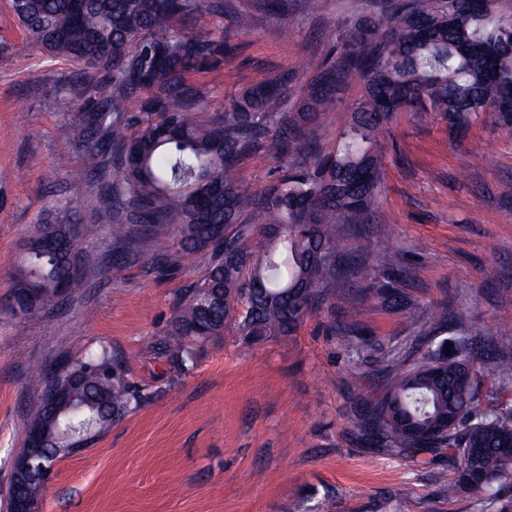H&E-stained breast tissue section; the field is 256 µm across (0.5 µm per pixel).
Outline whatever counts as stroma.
<instances>
[{
	"label": "stroma",
	"mask_w": 512,
	"mask_h": 512,
	"mask_svg": "<svg viewBox=\"0 0 512 512\" xmlns=\"http://www.w3.org/2000/svg\"><path fill=\"white\" fill-rule=\"evenodd\" d=\"M391 2L289 0L293 25L284 36L254 0L202 12L195 27L223 37L224 61L185 79L205 93L199 119L212 120L244 88L284 72L302 95L342 31L362 16L389 14ZM238 12L250 16L246 30L233 24ZM26 39L9 0H0V512L43 392L31 369L103 346L122 356L141 401L92 447L56 463L42 512H512L511 487L493 500L448 497L447 454L416 464L365 444L356 415L383 379L327 332L333 314L353 308L362 334L399 350L437 308L464 312L480 338L512 336V133L488 116L458 136L439 115L395 114L380 142L379 219L340 225L346 249L329 304L291 336L251 347L225 331L179 376L151 358V347L209 257L179 249L174 226L126 255L112 248L107 225H79L81 280L63 302L21 316L8 300L33 226L54 222L69 200L91 204L98 194L95 184L75 189L68 179L97 164L71 146L78 69L36 50L12 53ZM363 93L357 78L339 91L335 111L311 131L318 153L335 151ZM281 170L256 149L235 176L259 191ZM364 237L367 255L356 249ZM381 257L386 267L359 282L355 268ZM384 288L411 296L410 308L379 300Z\"/></svg>",
	"instance_id": "obj_1"
}]
</instances>
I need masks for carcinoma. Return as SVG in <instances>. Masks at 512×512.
<instances>
[{"label":"carcinoma","mask_w":512,"mask_h":512,"mask_svg":"<svg viewBox=\"0 0 512 512\" xmlns=\"http://www.w3.org/2000/svg\"><path fill=\"white\" fill-rule=\"evenodd\" d=\"M13 11L30 44L79 66L71 107L72 146L98 159V204L72 205L65 220L38 224L27 239L26 268L11 288L20 307L43 312L61 302L56 285L72 276L75 227L112 223V244L130 252L167 224L180 249L209 254L202 281L176 298L171 328L153 358L184 374L198 347L236 329L245 344L287 337L328 299L343 252L340 224H368L381 191L377 137L397 112H435L464 133L483 114L512 126V13L496 0H395L386 17L365 16L343 31L335 57L316 67L291 111L288 75L233 97L202 124L191 112L204 97L185 85L214 67L224 38L194 31L205 9L224 0H19ZM288 33V0H257ZM366 80L352 125L336 152L320 156L306 130L334 110L352 76ZM138 112L137 131L123 117ZM263 146L290 155L276 183L255 193L234 176L239 159ZM256 211L260 224L244 223ZM437 328L402 353L366 337L346 345L377 366L385 385L357 426L369 444L413 463L448 453V497L495 496L512 484V337L474 353L464 314H431ZM449 331L448 340H438ZM450 344L451 354L443 353ZM45 386L76 384L71 410L53 425L58 437L86 426L104 434L137 401L123 361L104 347L70 360ZM491 398L480 409L481 397Z\"/></svg>","instance_id":"1"}]
</instances>
